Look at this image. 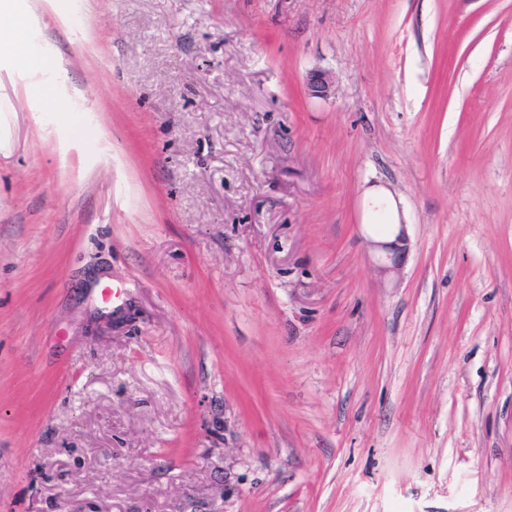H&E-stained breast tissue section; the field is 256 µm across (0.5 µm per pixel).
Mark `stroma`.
I'll return each mask as SVG.
<instances>
[{"label": "stroma", "instance_id": "obj_1", "mask_svg": "<svg viewBox=\"0 0 512 512\" xmlns=\"http://www.w3.org/2000/svg\"><path fill=\"white\" fill-rule=\"evenodd\" d=\"M12 18L0 512H512V0ZM332 80L326 70L313 69L306 76V90L314 98H328L331 94ZM365 199L368 204L371 217L376 220L389 221L385 224L399 226L398 231L392 240L370 241V246L376 251L375 257L378 269L384 274H397L401 269L402 255L408 246V237L405 231V224H399V214L395 202L388 191L381 187L371 188L365 192ZM384 205V211L381 208ZM380 224L379 226H386Z\"/></svg>", "mask_w": 512, "mask_h": 512}]
</instances>
